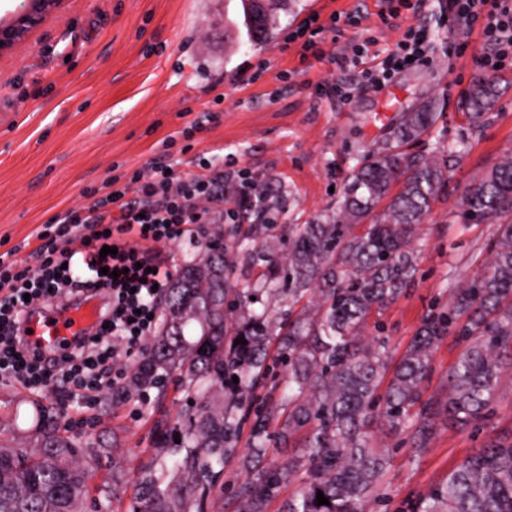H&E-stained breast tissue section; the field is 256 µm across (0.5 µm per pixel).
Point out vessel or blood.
Instances as JSON below:
<instances>
[{
  "instance_id": "obj_1",
  "label": "vessel or blood",
  "mask_w": 512,
  "mask_h": 512,
  "mask_svg": "<svg viewBox=\"0 0 512 512\" xmlns=\"http://www.w3.org/2000/svg\"><path fill=\"white\" fill-rule=\"evenodd\" d=\"M101 321L94 296H85L60 312L48 313L46 307L29 309L23 328L30 348L45 353L62 352L94 330Z\"/></svg>"
}]
</instances>
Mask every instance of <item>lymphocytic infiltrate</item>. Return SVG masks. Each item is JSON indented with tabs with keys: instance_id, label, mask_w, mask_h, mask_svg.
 <instances>
[{
	"instance_id": "1",
	"label": "lymphocytic infiltrate",
	"mask_w": 512,
	"mask_h": 512,
	"mask_svg": "<svg viewBox=\"0 0 512 512\" xmlns=\"http://www.w3.org/2000/svg\"><path fill=\"white\" fill-rule=\"evenodd\" d=\"M448 9L462 30L480 29L488 47L485 66L498 70L512 64V0H450ZM341 21L354 26L358 17L335 13L323 24L309 15L289 39L301 42L303 52L316 59L342 68L356 65L366 44L341 53L325 48L328 24ZM432 61L426 28L411 23L395 50L364 70L361 85L380 88L398 66ZM199 166V172L183 174L172 156L152 159L89 207L55 215L38 227L32 262L0 255L1 385L31 392L58 386L90 405L124 384L130 359L155 332L160 299L173 279L165 249L193 236L194 225L220 224L261 206V186L251 176L225 185L223 156L202 158ZM106 246L113 249L107 256L101 253ZM91 285L112 297L103 327L50 362L30 351L21 326L29 306L79 294Z\"/></svg>"
}]
</instances>
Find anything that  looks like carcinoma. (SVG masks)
Segmentation results:
<instances>
[{
	"mask_svg": "<svg viewBox=\"0 0 512 512\" xmlns=\"http://www.w3.org/2000/svg\"><path fill=\"white\" fill-rule=\"evenodd\" d=\"M245 26L250 46L265 45L276 29L273 8L261 26ZM497 97L495 80L473 83L464 104L470 125L484 124ZM443 107L431 97L401 113L391 136L352 169L337 210L289 225L288 243L277 225L258 218L244 232L214 225L183 257L156 333L110 395L116 403L174 377L192 400L156 425V458L137 478L131 512L223 509L219 480L247 425L237 512H266L301 471L307 478L287 512H363L378 499L386 465L367 432L374 414L410 430L416 448L430 444L441 415L460 429L490 415L512 369V151L461 200L464 223L497 224L478 272L448 309L426 317L392 374L380 337L365 335L370 316L413 285L418 228L463 157L462 141L410 151L438 125ZM226 236L238 238L237 250L216 253L210 242ZM240 268L261 273L240 280ZM450 331L463 346L448 371V398L424 401L431 353ZM241 337L246 343L234 344ZM280 366L288 375L278 402L255 403L253 389ZM33 407L28 448L0 443V512H84L107 449L60 433L47 407ZM273 443L306 452L275 466L267 460ZM320 491L329 504L317 505ZM415 512H512V438L492 439L462 460Z\"/></svg>",
	"mask_w": 512,
	"mask_h": 512,
	"instance_id": "carcinoma-1",
	"label": "carcinoma"
}]
</instances>
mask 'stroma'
Masks as SVG:
<instances>
[{
    "instance_id": "stroma-1",
    "label": "stroma",
    "mask_w": 512,
    "mask_h": 512,
    "mask_svg": "<svg viewBox=\"0 0 512 512\" xmlns=\"http://www.w3.org/2000/svg\"><path fill=\"white\" fill-rule=\"evenodd\" d=\"M312 11L359 13L339 45L370 41L384 59L410 12L383 15L381 0H288L277 13L274 39L250 48L240 0H68L11 55L0 58V254L27 259L38 225L91 204L86 191L111 178L127 179L151 159L169 153L183 173L200 158L223 156L229 178L249 174L274 187L267 205L281 224H306L335 207L352 169L371 145L387 139L400 114L417 100L439 96L442 121L424 148L466 140V152L419 230L421 250L414 286L381 316L386 361L395 366L421 321L448 307L451 287L478 270L495 226L462 225L463 195L503 153L512 150V68L489 72L480 30L453 31L448 0H428L419 20L429 30L432 64L402 70L377 90L362 91L360 75L325 60H301L289 34ZM270 68L257 74L259 61ZM494 75L499 98L488 123L470 129L463 100L476 78ZM335 81L356 89L352 102L319 99L315 84ZM211 111L205 130L185 136L198 112ZM462 346L448 334L434 348L424 398L446 396L449 368ZM184 393L169 381L164 395L133 397L113 406L84 407L62 389L31 393L0 385V416L18 411L29 429L35 404L52 410L69 434L88 438L110 430L112 459L101 461L91 482L96 512H130L136 480L153 459L158 420L175 416ZM389 456L381 479L382 503L367 512H412L414 503L450 469L492 437L512 433V377L504 378L490 416L476 431L439 425L428 448H413L406 433L384 420L370 427Z\"/></svg>"
}]
</instances>
